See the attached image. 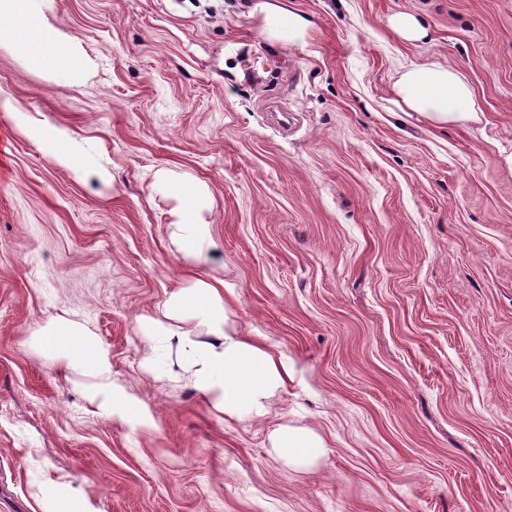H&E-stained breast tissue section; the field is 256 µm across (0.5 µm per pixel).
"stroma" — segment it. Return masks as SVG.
<instances>
[{"label": "stroma", "instance_id": "stroma-1", "mask_svg": "<svg viewBox=\"0 0 512 512\" xmlns=\"http://www.w3.org/2000/svg\"><path fill=\"white\" fill-rule=\"evenodd\" d=\"M257 2L41 0L92 62L74 79L0 44V512H512V0H277L309 22L296 43L261 37ZM400 11L429 42L393 33ZM427 61L465 74L481 123L393 112ZM47 125L104 181L53 162ZM160 169L206 185L202 270L293 368L266 417L143 364L135 318L182 282ZM58 318L153 428L29 344ZM285 417L313 463L273 454Z\"/></svg>", "mask_w": 512, "mask_h": 512}]
</instances>
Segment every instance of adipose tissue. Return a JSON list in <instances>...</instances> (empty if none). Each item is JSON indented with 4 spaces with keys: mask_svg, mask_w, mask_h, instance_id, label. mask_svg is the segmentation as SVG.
Instances as JSON below:
<instances>
[{
    "mask_svg": "<svg viewBox=\"0 0 512 512\" xmlns=\"http://www.w3.org/2000/svg\"><path fill=\"white\" fill-rule=\"evenodd\" d=\"M264 11L261 33L267 40L293 43L304 38L306 20L274 4L265 5ZM2 41L11 42L37 66L69 73L83 72L88 66L75 39L52 26L40 12L39 0H0ZM393 89L400 111L417 113L434 125L482 120L469 82L450 65L410 64ZM154 180L168 186L178 201L172 241L187 283L168 293L161 315L137 317V329L149 350L164 349L173 356L171 382H188L226 416L264 417L270 398L286 384L288 365L264 343L245 335L232 319L233 291L223 282L198 274L212 243V226L202 216L200 189L165 170L157 171ZM185 318L194 320L202 335L181 327ZM32 342L51 352L52 365L62 369L81 366L97 376L94 397L112 418L133 426L153 425L150 409L113 377L107 350L98 346L80 323L57 320L33 336ZM270 443L276 454L292 465L310 463L322 453V445L312 433L285 422L271 432Z\"/></svg>",
    "mask_w": 512,
    "mask_h": 512,
    "instance_id": "ef3b65f1",
    "label": "adipose tissue"
}]
</instances>
